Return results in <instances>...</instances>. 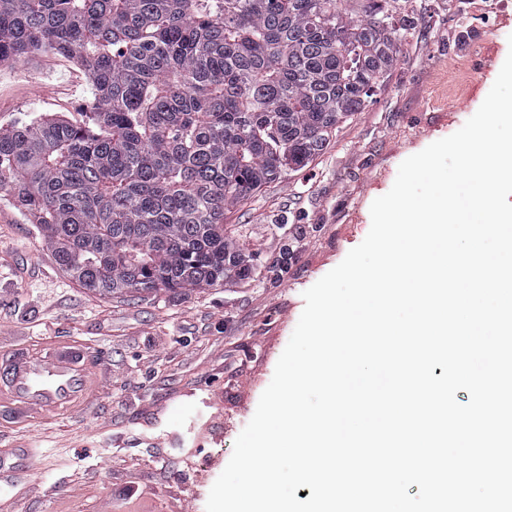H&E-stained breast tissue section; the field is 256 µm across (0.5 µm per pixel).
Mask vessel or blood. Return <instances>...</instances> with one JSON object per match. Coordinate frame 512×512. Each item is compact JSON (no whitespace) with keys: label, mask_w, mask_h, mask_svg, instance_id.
<instances>
[{"label":"vessel or blood","mask_w":512,"mask_h":512,"mask_svg":"<svg viewBox=\"0 0 512 512\" xmlns=\"http://www.w3.org/2000/svg\"><path fill=\"white\" fill-rule=\"evenodd\" d=\"M97 368L86 346L0 352V407L12 421L25 422L86 405L94 395Z\"/></svg>","instance_id":"vessel-or-blood-1"}]
</instances>
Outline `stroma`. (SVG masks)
I'll return each instance as SVG.
<instances>
[{
  "label": "stroma",
  "instance_id": "stroma-1",
  "mask_svg": "<svg viewBox=\"0 0 512 512\" xmlns=\"http://www.w3.org/2000/svg\"><path fill=\"white\" fill-rule=\"evenodd\" d=\"M404 31L362 111L299 171L267 184L224 222L254 256L248 280L104 298L63 272L40 233L0 200V348L79 340L101 354L81 411L0 426V503L12 512H205L304 308L302 294L358 246L370 206L407 157L479 109L512 44V0H389ZM94 96L53 52L0 65V125L68 117ZM289 248L288 269L267 268ZM41 450L31 470L26 444Z\"/></svg>",
  "mask_w": 512,
  "mask_h": 512
}]
</instances>
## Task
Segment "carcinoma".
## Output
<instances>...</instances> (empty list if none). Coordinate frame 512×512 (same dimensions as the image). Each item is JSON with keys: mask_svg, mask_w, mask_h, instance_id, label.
Returning <instances> with one entry per match:
<instances>
[{"mask_svg": "<svg viewBox=\"0 0 512 512\" xmlns=\"http://www.w3.org/2000/svg\"><path fill=\"white\" fill-rule=\"evenodd\" d=\"M40 51L95 97L0 126V200L83 287L147 298L251 278L224 215L327 147L398 36L384 0H0V63Z\"/></svg>", "mask_w": 512, "mask_h": 512, "instance_id": "cac0c4a2", "label": "carcinoma"}]
</instances>
